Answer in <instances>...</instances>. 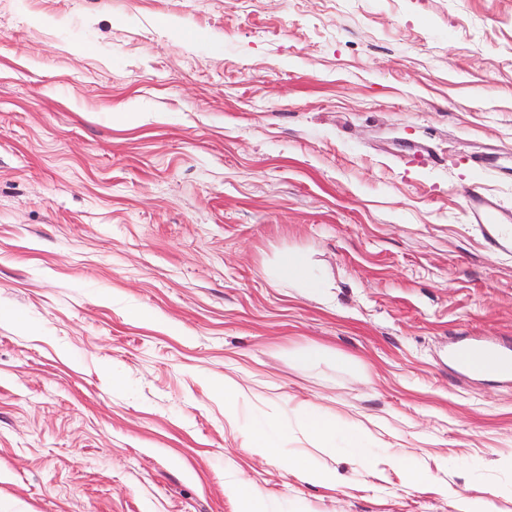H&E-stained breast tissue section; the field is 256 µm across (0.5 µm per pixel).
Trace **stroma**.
I'll return each instance as SVG.
<instances>
[{
  "label": "stroma",
  "instance_id": "35a3bbf8",
  "mask_svg": "<svg viewBox=\"0 0 512 512\" xmlns=\"http://www.w3.org/2000/svg\"><path fill=\"white\" fill-rule=\"evenodd\" d=\"M512 0H0V512H512ZM490 158L475 166L477 156ZM305 254L323 294L277 285ZM311 345L325 357L308 366ZM247 394L224 416L213 382ZM362 421L434 486L317 448ZM336 470L246 449L256 425ZM504 210L500 204L496 203L490 196L476 192L469 196L467 201V216L472 224H482L490 228L486 230L487 237L495 247L500 250L512 249V238L503 237L512 236V226L503 221ZM498 224L500 233L498 232ZM301 427L316 440L320 448L330 451H347L364 459L374 455V448L368 446L370 432L360 425H346L336 417H327L312 410H304ZM288 470L302 482L319 486H336V473L327 469L314 468L310 461L295 456L288 461ZM240 503L241 512H267L261 492L247 483H238L227 488Z\"/></svg>",
  "mask_w": 512,
  "mask_h": 512
}]
</instances>
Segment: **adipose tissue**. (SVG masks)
Segmentation results:
<instances>
[{"instance_id": "ef3b65f1", "label": "adipose tissue", "mask_w": 512, "mask_h": 512, "mask_svg": "<svg viewBox=\"0 0 512 512\" xmlns=\"http://www.w3.org/2000/svg\"><path fill=\"white\" fill-rule=\"evenodd\" d=\"M272 277L275 282L296 288L320 289L324 286L323 279L313 273L307 259L293 252L280 256ZM300 425L320 447L330 451H347L365 459L374 454L373 448L368 445L370 433L363 426L347 425L312 410L303 411Z\"/></svg>"}]
</instances>
